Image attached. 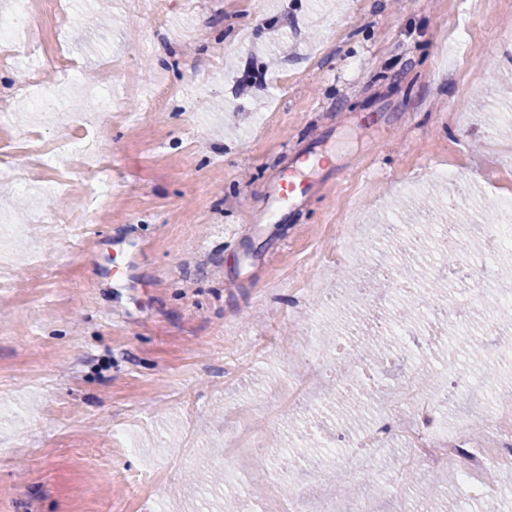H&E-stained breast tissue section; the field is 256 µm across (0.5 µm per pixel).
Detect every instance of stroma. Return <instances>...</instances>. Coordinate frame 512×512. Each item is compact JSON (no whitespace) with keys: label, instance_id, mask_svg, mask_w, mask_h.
<instances>
[{"label":"stroma","instance_id":"obj_1","mask_svg":"<svg viewBox=\"0 0 512 512\" xmlns=\"http://www.w3.org/2000/svg\"><path fill=\"white\" fill-rule=\"evenodd\" d=\"M41 47L0 66L6 122L49 146L65 128L77 160L52 157L48 181L80 178L89 209L53 193L46 211L18 187L0 154V212L19 217L13 279L0 281V512H259L254 489L333 468L363 425L348 402L322 401L330 375L284 357L338 336L321 283L355 294L360 270L342 259L360 224L371 264L396 276L379 299L403 323L400 285L449 289L468 255L443 262L438 225L485 215L512 192V0H39ZM63 53L71 89L46 58ZM33 70L62 110L39 122L20 87ZM162 89L134 93L138 78ZM110 95L114 110L98 111ZM463 166L467 187L435 177ZM295 172L304 193L286 212L272 186ZM468 211L449 208L460 191ZM208 251L193 259V243ZM50 255L38 265V252ZM408 334L372 395L403 384ZM512 337L462 331L440 339L434 381L449 360L490 372ZM306 380L317 408L265 425V463L241 458L243 411L261 413L277 386ZM390 443L377 466L405 468L418 512H512V495L472 500L457 462L406 465Z\"/></svg>","mask_w":512,"mask_h":512}]
</instances>
